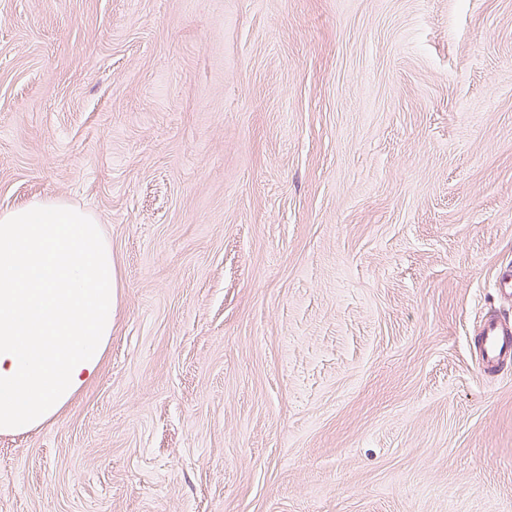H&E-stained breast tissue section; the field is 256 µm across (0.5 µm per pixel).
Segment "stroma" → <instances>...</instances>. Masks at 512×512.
<instances>
[{
	"label": "stroma",
	"mask_w": 512,
	"mask_h": 512,
	"mask_svg": "<svg viewBox=\"0 0 512 512\" xmlns=\"http://www.w3.org/2000/svg\"><path fill=\"white\" fill-rule=\"evenodd\" d=\"M118 271L0 512H512V0H0V211ZM482 366L488 372L502 370L512 362V320L508 316H489L476 334Z\"/></svg>",
	"instance_id": "1"
}]
</instances>
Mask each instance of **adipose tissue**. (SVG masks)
I'll return each instance as SVG.
<instances>
[{
  "label": "adipose tissue",
  "instance_id": "adipose-tissue-1",
  "mask_svg": "<svg viewBox=\"0 0 512 512\" xmlns=\"http://www.w3.org/2000/svg\"><path fill=\"white\" fill-rule=\"evenodd\" d=\"M116 288L91 213L58 199L0 211V436L55 422L97 378Z\"/></svg>",
  "mask_w": 512,
  "mask_h": 512
}]
</instances>
